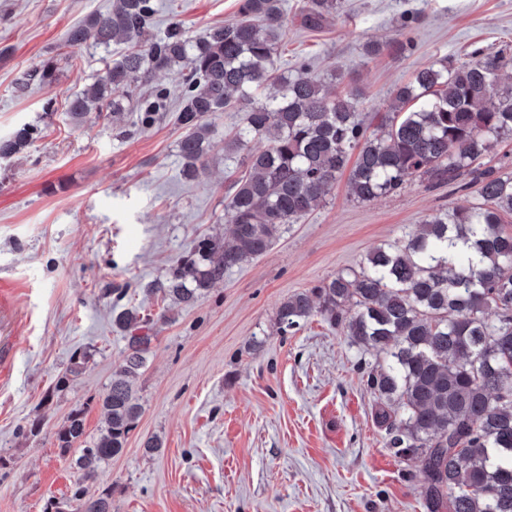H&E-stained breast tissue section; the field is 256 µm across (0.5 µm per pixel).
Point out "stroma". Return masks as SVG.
<instances>
[{"mask_svg": "<svg viewBox=\"0 0 512 512\" xmlns=\"http://www.w3.org/2000/svg\"><path fill=\"white\" fill-rule=\"evenodd\" d=\"M157 2L159 28L175 23L190 37L239 17L238 0ZM299 2L288 0L282 65L304 62L330 90H359L367 112L436 59L512 46V0H344L319 27L302 24ZM112 3L0 0V137L35 130L0 159V337L12 345L0 379V512H44L69 498L81 473L57 434L80 409L88 437L99 435L100 399L127 348L116 307L154 325L132 386L141 416L88 484L92 494L111 488L112 512H426L423 481L387 448L343 330L315 316L282 336L276 315L284 298L359 268L438 209L471 205L475 188L413 179L360 203L339 176L301 223L195 306L161 300L148 283L203 237L228 235L225 180L239 155L215 147L203 177L188 181L174 112L128 136L94 113L71 123L67 99L119 48L68 47L65 33ZM404 36L411 50L388 49ZM369 39L383 43L380 54H365ZM48 62L52 78L17 95V79ZM154 435L163 448L150 454L143 443Z\"/></svg>", "mask_w": 512, "mask_h": 512, "instance_id": "stroma-1", "label": "stroma"}]
</instances>
